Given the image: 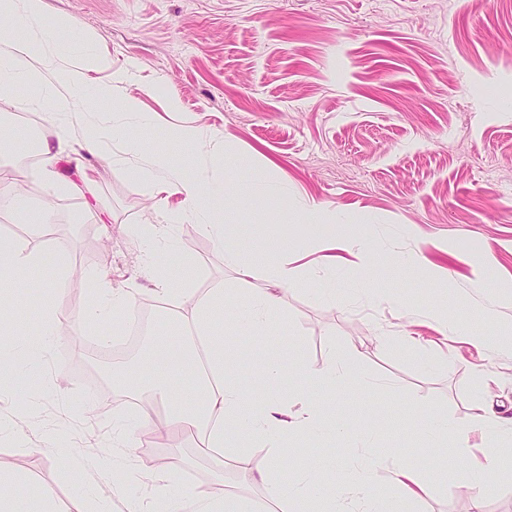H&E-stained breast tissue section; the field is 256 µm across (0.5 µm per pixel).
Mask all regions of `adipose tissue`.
I'll return each instance as SVG.
<instances>
[{"label":"adipose tissue","mask_w":512,"mask_h":512,"mask_svg":"<svg viewBox=\"0 0 512 512\" xmlns=\"http://www.w3.org/2000/svg\"><path fill=\"white\" fill-rule=\"evenodd\" d=\"M43 0H0V91L28 83L41 90V104L49 117L78 112L84 116L83 146L96 151L106 140L124 137L129 123L148 124L149 116L142 112L137 99H113L110 88H97L94 103H87L86 80L89 72L105 68L107 61L94 49V37L75 35L74 23L68 16H58L52 25L42 22ZM98 112L112 115L111 124L93 121ZM174 141L190 147L193 177H186L184 168L171 155L153 158L150 166L131 169L135 179L152 177L155 169L170 173L167 181L157 183V192L177 190L186 201V213L201 231L212 237L224 250L225 261L241 276H251L252 263L242 258L241 242L234 227L223 221L225 198L237 193L233 178L215 183L208 177L209 152L199 146V133L190 125L170 130ZM144 242L142 266L153 283V291L161 299H172L190 308V314L180 317L175 327L153 333L148 358L165 367L160 378L144 379L131 376L134 390L146 391L150 402L141 404L136 415L116 411L112 414V445L116 448L134 446L139 433L160 436L177 430H191L202 437L207 448L215 451L238 452L242 438L262 443L279 451L290 438L305 435L322 441L334 438L340 426L324 415L313 399L316 388H333L352 384L368 391L377 389L376 381L358 374L349 361L333 355L319 366L305 367L300 381L291 386V393L300 405L296 413L283 409L275 396L285 371L275 358H268L261 368L270 382L271 392L259 394L242 388L228 376V354L221 336L214 330L215 315L231 304H239L240 317L248 331L267 330L280 313L277 288L297 285L299 267L288 262L289 249L285 241H263L255 245L256 258L263 260L273 288H256L246 292L211 288L199 292L195 286L198 262L194 256L181 252L170 225L151 224L139 231ZM165 244L176 257L170 268H159L155 260L158 244ZM319 252L321 269L332 271L349 254L356 260L380 256L384 248L373 241L355 238L338 241L317 240L311 245ZM54 262L57 281L65 280L69 265L64 257H49L47 251L28 248L23 241L0 239V303L11 300L9 309L0 307V387L17 388L39 366V359L61 338L60 327L66 315L55 306L52 296L55 283L48 284L38 319L41 342L31 347L28 334L19 323V315L27 305L23 291L25 278L46 262ZM195 369L192 394L185 401L172 398V390L182 374ZM167 404L165 413H157L156 401ZM344 461L336 456L322 457L316 466L302 475L290 476L278 466L257 469L254 481L263 493V501L244 499L227 492L196 487L189 493H179V476L168 461L155 469V492L148 505L130 504V512H263L265 504H273V512H288L293 501L328 499L332 503L355 497L352 512H411V502L430 494L432 481L400 460L369 463L354 486H347L338 475ZM388 472L401 494L388 503L376 492L381 472Z\"/></svg>","instance_id":"obj_1"}]
</instances>
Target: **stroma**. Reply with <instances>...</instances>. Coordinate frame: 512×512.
<instances>
[{"label":"stroma","mask_w":512,"mask_h":512,"mask_svg":"<svg viewBox=\"0 0 512 512\" xmlns=\"http://www.w3.org/2000/svg\"><path fill=\"white\" fill-rule=\"evenodd\" d=\"M60 15L92 32L108 60L89 73V84L109 83L115 98H137L154 123L129 129L143 151L127 152L112 139L91 156L77 124L64 129L47 120L35 87L22 84L15 96H0L1 122L37 124L40 137L59 146L51 179L41 163L24 164L22 153L0 154V183L55 212L44 234L32 236L0 202V234L49 247L71 268L54 297L69 316L66 339L28 379L25 394L34 405L22 435L0 438V465L28 478L15 491L24 512H36L44 486L64 502L93 488L106 512H127L129 499L145 500L153 491L139 483L116 493V479L95 467L113 451L105 429L113 408L134 411L142 399L86 368L94 328L78 318L100 279L132 291L135 305H151L152 312L144 335L112 359L144 376L160 374L139 350L167 310L155 304L134 228L176 217L179 247L199 263L197 288L266 285L263 268L240 278L218 244L182 219V194L159 202L150 182L130 177L155 154H187L167 136L173 124L196 127L206 141L223 139L209 178L230 175L239 184L224 219L239 229L244 260L252 258L254 239L285 237L289 260L306 271L300 286L282 290L281 321L250 339V354L232 363L231 379L263 391L268 383L258 371L267 356L298 374L335 350L384 383L377 392L317 391L319 406L350 431L317 442L316 454L302 459L282 449L289 474L309 469L319 456L344 454L357 443L358 425L368 422L380 425L375 453L394 448L412 466L427 468L453 443H430L417 416L422 408L452 426L468 424L479 405L495 419H512V355L464 347L453 370L428 366L451 346L429 318L433 305L472 329L512 335V0H44L45 25ZM119 72L126 80L113 83ZM174 99L181 105L176 112L169 109ZM266 176L287 195L251 196L249 184ZM302 202L334 210L335 225L292 222ZM320 235L378 239L391 255L423 256L426 268L391 271L375 259L362 268L337 267V300L330 303L311 273L309 244ZM397 298L411 303V316L396 309ZM405 335L415 337L416 350L401 345ZM22 395L1 392L0 414H14ZM58 430L76 446L81 472L66 474L43 450L42 436ZM173 448L181 454L183 491L222 481L230 493L262 499L252 466L239 458L219 469L185 431L164 440L142 436L122 455L143 472ZM468 466L467 458L456 459L435 491L413 503L414 512H512V454L503 453L479 500L466 480Z\"/></svg>","instance_id":"35a3bbf8"}]
</instances>
